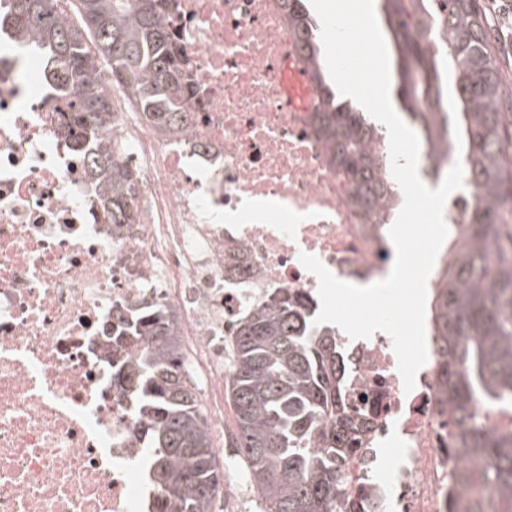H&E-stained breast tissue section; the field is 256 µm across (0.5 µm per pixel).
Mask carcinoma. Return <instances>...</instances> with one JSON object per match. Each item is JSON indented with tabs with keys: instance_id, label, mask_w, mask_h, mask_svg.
<instances>
[{
	"instance_id": "obj_1",
	"label": "carcinoma",
	"mask_w": 512,
	"mask_h": 512,
	"mask_svg": "<svg viewBox=\"0 0 512 512\" xmlns=\"http://www.w3.org/2000/svg\"><path fill=\"white\" fill-rule=\"evenodd\" d=\"M7 22L26 39L47 73L56 100L77 94L68 132L89 140L88 175L101 185L114 224L136 220V170L124 149L103 137L112 100L98 70L130 95L158 127L183 122L190 91L182 50L165 17L173 0H5ZM315 72L323 108L322 135L338 167L353 179L356 200L391 211L399 188L375 144L385 128L337 100L303 0H284ZM396 68V95L407 125L432 157L456 144L475 202L463 224L452 225L451 246L437 272L432 303L434 344L441 357L442 394L456 451L467 461L456 477L453 512H512V428L487 431L480 412L512 411V224L502 205L512 197V89L496 64L482 0H380ZM442 15L448 67L431 52V20ZM455 95L442 112V73ZM314 308L286 290L266 294L224 337L226 392L236 414L235 455L247 467L262 512H336L337 470L355 419L344 396L346 369L336 330L312 325ZM118 336L134 337L136 358L123 377L146 421L150 470L158 496L150 512H213L224 475L216 467L201 398L186 365L173 313L144 311L119 322Z\"/></svg>"
}]
</instances>
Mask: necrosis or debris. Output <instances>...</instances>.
Returning <instances> with one entry per match:
<instances>
[{"mask_svg":"<svg viewBox=\"0 0 512 512\" xmlns=\"http://www.w3.org/2000/svg\"><path fill=\"white\" fill-rule=\"evenodd\" d=\"M282 0H174L166 16L192 91L161 132L112 84L106 130L139 172L138 215L113 224L73 147L67 107L0 27V512H143L144 419L113 380L133 350L117 318L163 305L197 355L208 426L224 430V338L271 290L319 307L315 255L338 279H384L391 217L364 210L319 128L288 111L280 58L300 54ZM275 207L254 216L259 203ZM358 420L336 512H450L464 460L429 352L405 391L390 338L338 333Z\"/></svg>","mask_w":512,"mask_h":512,"instance_id":"obj_1","label":"necrosis or debris"}]
</instances>
